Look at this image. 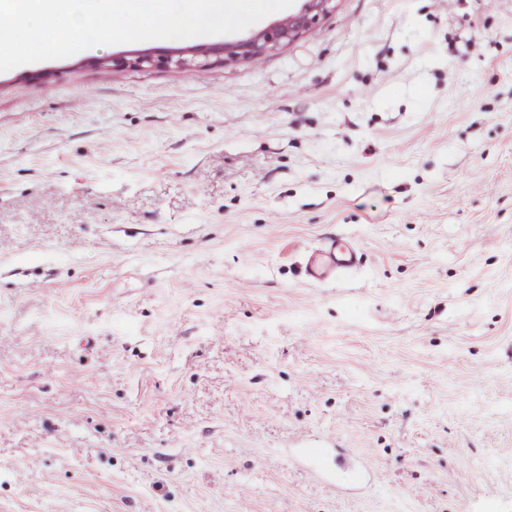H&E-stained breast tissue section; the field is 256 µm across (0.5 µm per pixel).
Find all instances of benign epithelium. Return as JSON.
I'll list each match as a JSON object with an SVG mask.
<instances>
[{"mask_svg": "<svg viewBox=\"0 0 512 512\" xmlns=\"http://www.w3.org/2000/svg\"><path fill=\"white\" fill-rule=\"evenodd\" d=\"M302 8L282 19L270 27L253 33L247 37L226 42L219 47L193 48L191 52L195 57L167 55L165 53L153 56L140 54L132 59L112 58L100 59V64H112L114 67L131 69H144L154 64H173L177 67H189L198 64L196 57L204 59L215 57V60L224 64L238 60H255L264 56L270 49L282 43H291L302 35L312 31L330 11L334 0H302Z\"/></svg>", "mask_w": 512, "mask_h": 512, "instance_id": "7a95c632", "label": "benign epithelium"}]
</instances>
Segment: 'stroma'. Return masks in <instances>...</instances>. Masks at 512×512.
<instances>
[{"label":"stroma","instance_id":"35a3bbf8","mask_svg":"<svg viewBox=\"0 0 512 512\" xmlns=\"http://www.w3.org/2000/svg\"><path fill=\"white\" fill-rule=\"evenodd\" d=\"M0 512H512V0L0 72ZM302 8L282 19L270 27L253 33L247 37L224 42L219 47L208 48H189L193 53V58L184 56L167 55L165 53L157 54V57L151 54H140L132 59L112 58L99 59L96 63H112V67L131 69H144L154 64H173L177 67H189L198 64L197 56H202L204 60L214 56L216 61L227 64L238 60H255L264 56L270 49L282 43H291L302 35L312 31L330 11V5L334 0H301ZM360 247L351 240L330 239L322 248L316 250L308 266V278L317 283L325 282L336 273L351 270L361 262Z\"/></svg>","mask_w":512,"mask_h":512}]
</instances>
